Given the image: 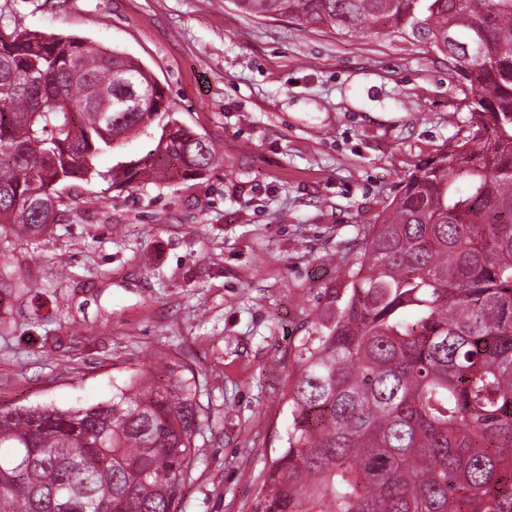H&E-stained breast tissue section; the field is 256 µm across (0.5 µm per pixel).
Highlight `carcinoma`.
Returning <instances> with one entry per match:
<instances>
[{
    "instance_id": "obj_1",
    "label": "carcinoma",
    "mask_w": 512,
    "mask_h": 512,
    "mask_svg": "<svg viewBox=\"0 0 512 512\" xmlns=\"http://www.w3.org/2000/svg\"><path fill=\"white\" fill-rule=\"evenodd\" d=\"M244 14L448 58L468 117L363 239L358 271L295 354L290 423L252 512H512V0H234ZM131 91L107 124L88 89ZM167 117L152 153L96 168L132 124ZM215 145L168 114L164 87L77 36L0 31V233L35 241L71 191L186 181ZM175 356L94 405L0 407V512H174L206 409Z\"/></svg>"
}]
</instances>
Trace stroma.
Instances as JSON below:
<instances>
[{
	"label": "stroma",
	"instance_id": "35a3bbf8",
	"mask_svg": "<svg viewBox=\"0 0 512 512\" xmlns=\"http://www.w3.org/2000/svg\"><path fill=\"white\" fill-rule=\"evenodd\" d=\"M15 28L127 53L224 161L160 188L80 184L52 234L0 247V407L93 404L181 352L207 414L176 512H251L296 347L405 175L450 143L460 86L389 30L304 29L233 0H0Z\"/></svg>",
	"mask_w": 512,
	"mask_h": 512
}]
</instances>
